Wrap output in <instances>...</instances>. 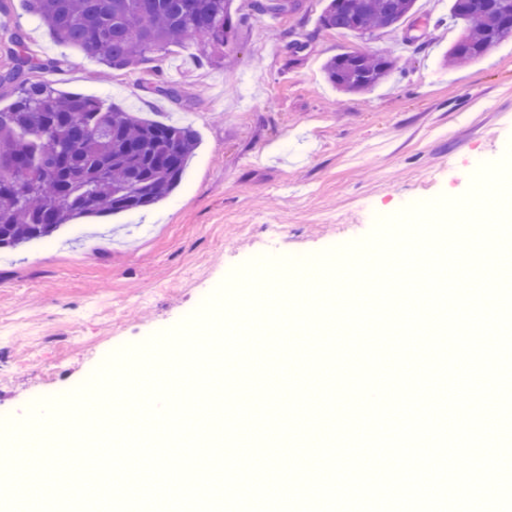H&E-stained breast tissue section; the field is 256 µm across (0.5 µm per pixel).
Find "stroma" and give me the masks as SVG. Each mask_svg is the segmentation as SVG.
Instances as JSON below:
<instances>
[{"label":"stroma","instance_id":"35a3bbf8","mask_svg":"<svg viewBox=\"0 0 512 512\" xmlns=\"http://www.w3.org/2000/svg\"><path fill=\"white\" fill-rule=\"evenodd\" d=\"M5 2L37 59L59 61L43 76L60 92L191 125L199 144L182 182L147 210L0 250V445L56 394L93 391L106 358L175 329L256 258L295 283L416 202L465 196L480 169L512 154V40L444 64L457 37L438 22L450 0H417L403 29L362 38L319 27L327 0H299L279 21L240 26L231 66L174 47L151 73L107 80L23 0ZM349 48L389 51L398 66L371 92L341 93L323 65ZM169 84L177 97L162 94Z\"/></svg>","mask_w":512,"mask_h":512}]
</instances>
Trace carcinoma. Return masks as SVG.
I'll list each match as a JSON object with an SVG mask.
<instances>
[{"label": "carcinoma", "mask_w": 512, "mask_h": 512, "mask_svg": "<svg viewBox=\"0 0 512 512\" xmlns=\"http://www.w3.org/2000/svg\"><path fill=\"white\" fill-rule=\"evenodd\" d=\"M53 39L96 58L108 71L140 68L170 46L193 48L222 66L233 55L235 0H26ZM458 36L451 66L479 61L512 39V0H450ZM416 0H329L322 28L356 36L398 29ZM297 0H251L239 17H281ZM16 97L0 109V248L48 238L84 216L142 211L181 182L198 145L186 126L156 123L79 94L57 92L25 76L34 54L21 34L4 30ZM398 59L346 50L323 66L340 92L364 93L386 80Z\"/></svg>", "instance_id": "obj_1"}]
</instances>
